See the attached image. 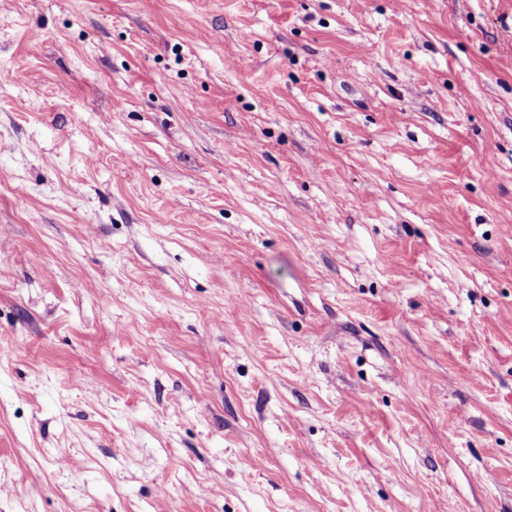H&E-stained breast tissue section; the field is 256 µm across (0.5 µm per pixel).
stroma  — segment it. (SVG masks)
<instances>
[{"mask_svg":"<svg viewBox=\"0 0 512 512\" xmlns=\"http://www.w3.org/2000/svg\"><path fill=\"white\" fill-rule=\"evenodd\" d=\"M0 512H512V0H0Z\"/></svg>","mask_w":512,"mask_h":512,"instance_id":"1","label":"stroma"}]
</instances>
